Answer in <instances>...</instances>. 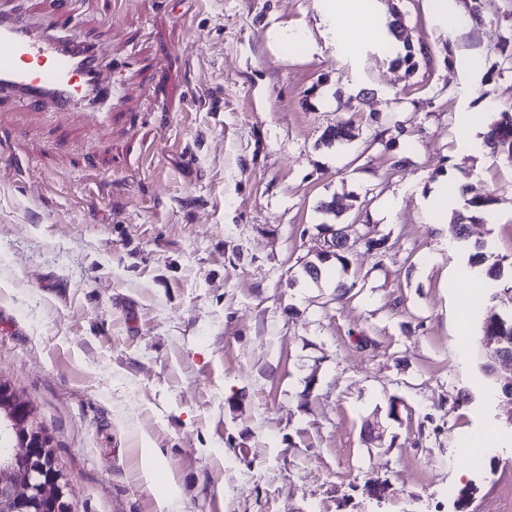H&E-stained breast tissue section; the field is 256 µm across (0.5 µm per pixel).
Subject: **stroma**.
Segmentation results:
<instances>
[{
  "label": "stroma",
  "mask_w": 512,
  "mask_h": 512,
  "mask_svg": "<svg viewBox=\"0 0 512 512\" xmlns=\"http://www.w3.org/2000/svg\"><path fill=\"white\" fill-rule=\"evenodd\" d=\"M364 2L398 37H346L341 0H66L53 35L101 43L118 101L0 104V379L75 512H462L465 488L512 512V362L493 387L473 358L512 292L466 275L473 242L512 255V160L482 144L512 112V0ZM435 183L452 216L491 194L468 241ZM327 224L381 246L315 283ZM462 194L465 197V206L471 213L467 217L470 219H477L479 215L486 213L492 202L490 195L477 191L472 185L463 186Z\"/></svg>",
  "instance_id": "35a3bbf8"
}]
</instances>
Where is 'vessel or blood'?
<instances>
[{
  "mask_svg": "<svg viewBox=\"0 0 512 512\" xmlns=\"http://www.w3.org/2000/svg\"><path fill=\"white\" fill-rule=\"evenodd\" d=\"M113 93L98 44L78 37L64 44L17 18L0 16V98L64 114L80 103L109 101Z\"/></svg>",
  "mask_w": 512,
  "mask_h": 512,
  "instance_id": "1",
  "label": "vessel or blood"
}]
</instances>
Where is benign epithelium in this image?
Masks as SVG:
<instances>
[{"label": "benign epithelium", "instance_id": "benign-epithelium-1", "mask_svg": "<svg viewBox=\"0 0 512 512\" xmlns=\"http://www.w3.org/2000/svg\"><path fill=\"white\" fill-rule=\"evenodd\" d=\"M0 512H73L49 437L29 403L1 379Z\"/></svg>", "mask_w": 512, "mask_h": 512}]
</instances>
